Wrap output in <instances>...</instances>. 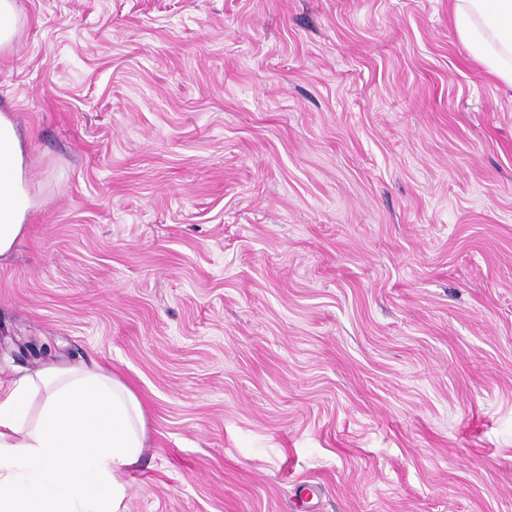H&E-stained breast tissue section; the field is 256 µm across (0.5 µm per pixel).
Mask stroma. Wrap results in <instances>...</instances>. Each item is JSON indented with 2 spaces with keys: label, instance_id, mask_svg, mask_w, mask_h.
I'll list each match as a JSON object with an SVG mask.
<instances>
[{
  "label": "stroma",
  "instance_id": "obj_1",
  "mask_svg": "<svg viewBox=\"0 0 512 512\" xmlns=\"http://www.w3.org/2000/svg\"><path fill=\"white\" fill-rule=\"evenodd\" d=\"M17 6L0 382L136 391L125 512H512V87L449 0ZM35 206L22 140L10 113L0 111V259L24 235Z\"/></svg>",
  "mask_w": 512,
  "mask_h": 512
}]
</instances>
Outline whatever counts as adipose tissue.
<instances>
[{
	"label": "adipose tissue",
	"mask_w": 512,
	"mask_h": 512,
	"mask_svg": "<svg viewBox=\"0 0 512 512\" xmlns=\"http://www.w3.org/2000/svg\"><path fill=\"white\" fill-rule=\"evenodd\" d=\"M470 55L512 85V0H453ZM36 200L22 140L0 111V258ZM146 439L141 401L102 369L46 367L0 387V512H124Z\"/></svg>",
	"instance_id": "adipose-tissue-1"
}]
</instances>
